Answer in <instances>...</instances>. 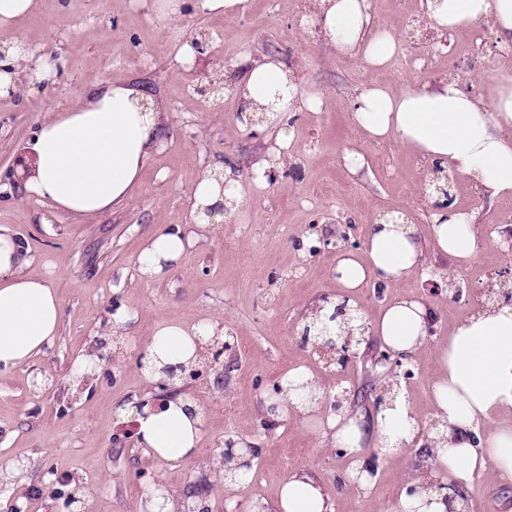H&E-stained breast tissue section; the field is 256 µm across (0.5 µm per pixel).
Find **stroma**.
I'll return each instance as SVG.
<instances>
[{
    "mask_svg": "<svg viewBox=\"0 0 512 512\" xmlns=\"http://www.w3.org/2000/svg\"><path fill=\"white\" fill-rule=\"evenodd\" d=\"M376 25L395 31L406 59L416 66L367 73L360 61L339 65L307 23L316 0H250L243 15L189 13L170 23L150 18L135 0H37L11 36L39 54L52 53L65 68L55 91L23 85L0 98V225L23 241L28 273L54 286L63 308L53 345L29 364L0 374V512H148L146 493L167 489L182 506L208 512H270L281 484L301 473L320 482L335 512H388L403 484L433 469L425 447L378 464L370 491L344 481L347 459L321 445L316 423L288 414L265 427V403L282 376L306 367L325 402L345 386L348 411H373L376 398L405 396L428 428H435L430 382L432 347L454 325L485 306L493 286H512V252L498 242L512 234V211L471 181L451 184L456 207L495 233L467 268L426 248L423 266L408 279L430 311L432 330L409 367L412 375L382 378L369 356L346 366H326L296 334L311 305L333 293L336 254L345 241L364 244L371 224L406 216L429 232L427 190L434 169L393 142L366 139L353 125L350 103L367 81L401 91L454 79L470 93L489 97L497 75L512 66L492 25L458 33L439 31L422 0H372ZM204 42L191 61L179 62L187 34ZM281 60L301 89L324 94L317 112L292 115V139L275 160L263 188L245 186L246 208L214 221L195 239L184 261L164 277L139 278L136 259L143 235L189 223L190 188L205 169L228 166L248 174L272 145L267 133L236 124L239 102L233 83L242 58ZM220 81L208 98L196 87ZM101 82L148 89L168 121L161 142L129 202L99 217L76 221L64 215L42 223L43 210L12 176L30 164L23 143L52 108L74 92ZM364 163L351 169L346 157ZM317 234L321 250L300 256L295 244ZM464 296L455 299L452 286ZM133 312L129 341L110 334L112 314ZM212 320L230 346L206 359L198 379L158 386L146 382L136 363L138 344L157 321ZM97 354V370L72 379L73 360ZM187 395L202 407L205 433L194 457L167 463L137 445L134 420L119 421L114 407ZM246 440L258 453L252 476L229 488L217 477L225 441ZM465 512H512V493L494 473L463 492Z\"/></svg>",
    "mask_w": 512,
    "mask_h": 512,
    "instance_id": "1",
    "label": "stroma"
}]
</instances>
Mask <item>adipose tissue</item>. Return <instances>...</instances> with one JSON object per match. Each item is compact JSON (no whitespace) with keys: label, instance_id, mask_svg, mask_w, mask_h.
Listing matches in <instances>:
<instances>
[{"label":"adipose tissue","instance_id":"ef3b65f1","mask_svg":"<svg viewBox=\"0 0 512 512\" xmlns=\"http://www.w3.org/2000/svg\"><path fill=\"white\" fill-rule=\"evenodd\" d=\"M440 31L471 28L491 20L503 44H512V0H424ZM160 18L175 21L197 10L235 17L248 0H150ZM332 52L361 59L369 70L388 67L400 50L399 38L374 28L371 0H319L311 20ZM43 90L54 87L58 64L20 43L0 58V95L17 89L22 79ZM243 108L239 127L256 124L277 131L287 147L286 117L291 112L320 110V95L300 89L279 61H245L236 85ZM354 126L372 140L393 139L449 176H464L493 198L512 197V75L494 82L490 99L476 98L456 81L392 93L367 82L351 102ZM162 112L140 89L109 82L79 92L65 109L48 113L27 143L33 163L16 175L26 196L36 198L50 214L92 219L126 203L140 172L159 144ZM431 231L440 253L457 264L471 262L487 247L490 236L474 224L472 214L443 203L430 189ZM192 228L177 224L148 237L138 256L141 279L162 278L181 264L194 236L208 232V209L234 212L245 199L232 168L203 171L190 191ZM424 240L417 225L397 216L371 225L364 254L341 252L336 260V295L313 305L297 327L309 342L343 343L346 336L369 330L402 361H411L429 334V313L413 294L389 304L382 316L365 322L352 298L368 278L400 282L421 268ZM28 252L9 228L0 225V373L28 363L52 346L59 332L62 307L51 283L27 274ZM224 329L215 322L187 325L165 318L142 346L139 371L146 382L166 379L167 368L200 365L205 345ZM435 375L430 389L438 421L424 426L406 399L382 404L371 416L346 409L329 414L319 429L323 445L339 448L352 459L350 482L367 489L374 463L365 454H400L421 440L435 468L416 493H401L389 512H462L455 488L471 486L487 470L512 482V300L492 295L486 308L461 321L447 341L434 349ZM270 411L277 420L296 413L315 420L323 393L307 369L291 371ZM117 418L134 417L140 447L167 462L194 456L204 433L201 407L179 396L143 410L124 407ZM274 512H334L322 486L293 475L281 486Z\"/></svg>","mask_w":512,"mask_h":512}]
</instances>
